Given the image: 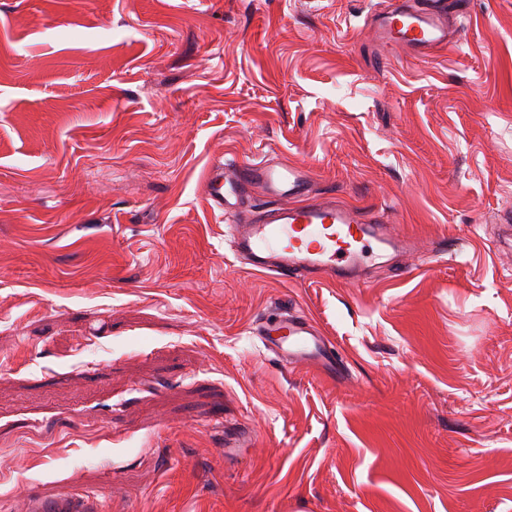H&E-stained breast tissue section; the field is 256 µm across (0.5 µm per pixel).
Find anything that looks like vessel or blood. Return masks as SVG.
<instances>
[{"label":"vessel or blood","instance_id":"b4317fda","mask_svg":"<svg viewBox=\"0 0 512 512\" xmlns=\"http://www.w3.org/2000/svg\"><path fill=\"white\" fill-rule=\"evenodd\" d=\"M450 0H389L368 24L382 49L428 56L456 41ZM203 186L213 210L232 224L233 252L251 270L285 276L319 272L333 281L359 277L368 263L367 249L379 255L411 251V236L371 212L339 204L335 198L312 199L311 177L297 164L260 161L225 168L209 164ZM265 347L289 364L337 374L336 351L307 317L282 314L256 329ZM26 512H101L102 502L89 493L67 492L31 498Z\"/></svg>","mask_w":512,"mask_h":512}]
</instances>
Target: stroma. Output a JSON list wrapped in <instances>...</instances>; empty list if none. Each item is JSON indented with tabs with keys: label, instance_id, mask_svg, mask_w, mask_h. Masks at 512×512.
Listing matches in <instances>:
<instances>
[{
	"label": "stroma",
	"instance_id": "35a3bbf8",
	"mask_svg": "<svg viewBox=\"0 0 512 512\" xmlns=\"http://www.w3.org/2000/svg\"><path fill=\"white\" fill-rule=\"evenodd\" d=\"M381 0H0V512H512V0L385 56ZM306 167L415 234L250 271L202 175ZM286 312L342 376L255 334ZM28 512H100L102 502L94 494L67 492L53 498L28 499L25 505Z\"/></svg>",
	"mask_w": 512,
	"mask_h": 512
}]
</instances>
